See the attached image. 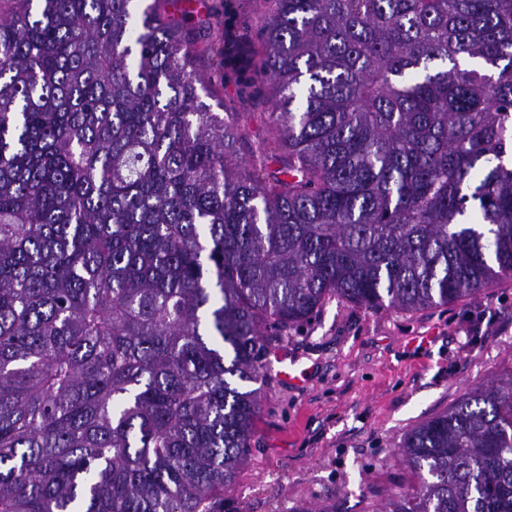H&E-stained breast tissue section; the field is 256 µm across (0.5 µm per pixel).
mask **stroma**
<instances>
[{"mask_svg":"<svg viewBox=\"0 0 512 512\" xmlns=\"http://www.w3.org/2000/svg\"><path fill=\"white\" fill-rule=\"evenodd\" d=\"M167 10L210 77L213 111L236 113L250 142L265 137L264 107L241 98L219 58L223 37L249 41L258 0H175ZM276 349L307 379L264 384L248 461L213 512H327L334 497L343 512H371L372 491L404 477L396 449L406 433L512 372V277L476 300L416 312L331 298Z\"/></svg>","mask_w":512,"mask_h":512,"instance_id":"obj_1","label":"stroma"}]
</instances>
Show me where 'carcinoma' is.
Returning <instances> with one entry per match:
<instances>
[{
  "instance_id": "obj_1",
  "label": "carcinoma",
  "mask_w": 512,
  "mask_h": 512,
  "mask_svg": "<svg viewBox=\"0 0 512 512\" xmlns=\"http://www.w3.org/2000/svg\"><path fill=\"white\" fill-rule=\"evenodd\" d=\"M0 1V512H211L326 299L512 276V0H259L247 160L171 0ZM397 454L372 512H512V376Z\"/></svg>"
}]
</instances>
